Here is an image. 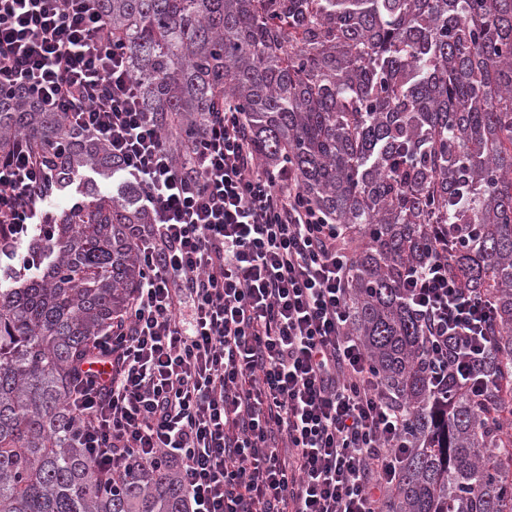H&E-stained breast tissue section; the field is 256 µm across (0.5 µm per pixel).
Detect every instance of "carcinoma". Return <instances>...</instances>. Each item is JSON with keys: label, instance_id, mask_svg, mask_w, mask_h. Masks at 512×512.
Here are the masks:
<instances>
[{"label": "carcinoma", "instance_id": "obj_1", "mask_svg": "<svg viewBox=\"0 0 512 512\" xmlns=\"http://www.w3.org/2000/svg\"><path fill=\"white\" fill-rule=\"evenodd\" d=\"M99 4L177 168L230 101L258 160L289 168L352 245L349 330L409 409L384 512H512V0ZM20 141L55 170L51 194L74 185L78 200L26 238L34 266L0 278V512H185L172 465L94 474L67 402L137 287L142 191L65 113L6 90L0 153ZM440 232L450 272L496 310L483 400L432 393L420 362L403 281Z\"/></svg>", "mask_w": 512, "mask_h": 512}]
</instances>
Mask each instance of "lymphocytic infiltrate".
I'll return each mask as SVG.
<instances>
[{"mask_svg": "<svg viewBox=\"0 0 512 512\" xmlns=\"http://www.w3.org/2000/svg\"><path fill=\"white\" fill-rule=\"evenodd\" d=\"M0 86L100 139L142 190V279L69 398L95 472L174 465L188 512H381L408 412L348 331L339 225L252 151L230 103L177 169L98 0H0ZM54 174L0 156V239L25 238ZM438 392L482 396L491 304L448 273L443 240L404 280Z\"/></svg>", "mask_w": 512, "mask_h": 512, "instance_id": "f902f5d3", "label": "lymphocytic infiltrate"}]
</instances>
